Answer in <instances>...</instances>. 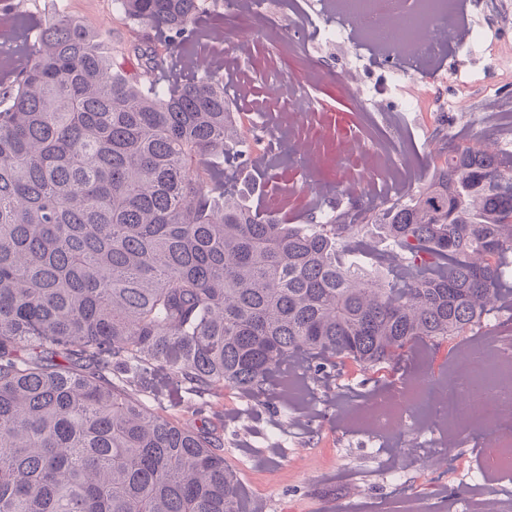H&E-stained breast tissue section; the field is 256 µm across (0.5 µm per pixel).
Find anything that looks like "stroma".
Returning a JSON list of instances; mask_svg holds the SVG:
<instances>
[{
    "label": "stroma",
    "mask_w": 512,
    "mask_h": 512,
    "mask_svg": "<svg viewBox=\"0 0 512 512\" xmlns=\"http://www.w3.org/2000/svg\"><path fill=\"white\" fill-rule=\"evenodd\" d=\"M296 2L267 0L274 33L254 38L255 54L239 63L257 92H269L281 81L303 75L302 63L289 59L283 48ZM116 10L115 0H70L69 13L100 33L108 46L128 37L127 28L113 19ZM319 56L327 73L319 83L306 85L305 94L308 105L318 113L311 132L321 151L307 167L294 161L253 168L267 193L288 190L297 197L321 193L335 182L344 163L341 147L349 142L371 151L384 140L403 145L411 139L416 143L415 156L423 164L436 123L459 126L464 138L476 135L486 143L495 138L489 125L460 127L459 114L449 107L456 91L436 79L430 85L432 98L424 116L404 114L393 121L367 118L354 101L337 92L339 74L355 71L364 85L383 92L392 103L413 94L414 86L387 85L384 69H366L369 53L360 47H329ZM466 342V337L459 336L441 346L421 349L419 356H404L377 374L339 365L315 378L308 369H301L298 375L305 400L299 406L279 399L274 385L256 399L227 387L206 396L203 418L223 439L224 459L250 506L261 507L262 512H404L410 505L417 512H465L464 496L482 466V431L466 432L446 466L435 469L410 465L396 457L395 449L401 446L431 453L438 433L384 442L344 425L341 417L403 383L416 359L425 360L431 381L442 380ZM140 395L170 418L182 421L193 416L183 388L165 372L149 375Z\"/></svg>",
    "instance_id": "35a3bbf8"
}]
</instances>
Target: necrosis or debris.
I'll use <instances>...</instances> for the list:
<instances>
[{"label": "necrosis or debris", "instance_id": "necrosis-or-debris-1", "mask_svg": "<svg viewBox=\"0 0 512 512\" xmlns=\"http://www.w3.org/2000/svg\"><path fill=\"white\" fill-rule=\"evenodd\" d=\"M476 8V0H308L299 18L308 35L289 41L288 51L305 58L317 75L321 67L313 46L363 45L385 62L387 83L416 86L417 95L401 99L397 111H419L427 80L438 73L460 87L453 108L465 115L474 109L467 92L470 79L461 71L446 69L445 60L449 50L472 54L490 38V31L474 21ZM288 106L287 137L269 132L266 148L276 150L284 139L295 154L307 158L318 153V142L298 131L310 112L301 91H289ZM345 153L349 165L339 177L340 184L360 194L382 177L377 156L355 143ZM458 362L459 375L447 383H431L427 373L415 371L402 389L376 395L352 419L380 439L401 433L415 419L448 436L462 427L481 428L486 434L482 492L492 498L498 493V481L512 476V337L490 326L479 345L460 353Z\"/></svg>", "mask_w": 512, "mask_h": 512}]
</instances>
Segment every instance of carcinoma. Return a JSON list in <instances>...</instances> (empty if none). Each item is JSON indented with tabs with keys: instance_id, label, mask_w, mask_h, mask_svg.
<instances>
[{
	"instance_id": "carcinoma-1",
	"label": "carcinoma",
	"mask_w": 512,
	"mask_h": 512,
	"mask_svg": "<svg viewBox=\"0 0 512 512\" xmlns=\"http://www.w3.org/2000/svg\"><path fill=\"white\" fill-rule=\"evenodd\" d=\"M118 2L139 31L110 55L57 14L18 68L0 29V512H242L221 439L137 388L257 397L298 355L376 373L473 332L512 280V151L437 127L415 196L259 214L224 178L265 153L219 70L188 51L191 78L153 86L205 0ZM147 382L139 391L156 411L176 420L194 419L191 405L182 387L165 372L148 375Z\"/></svg>"
}]
</instances>
